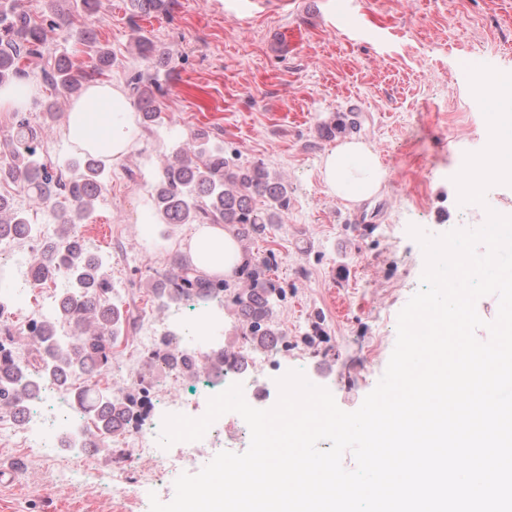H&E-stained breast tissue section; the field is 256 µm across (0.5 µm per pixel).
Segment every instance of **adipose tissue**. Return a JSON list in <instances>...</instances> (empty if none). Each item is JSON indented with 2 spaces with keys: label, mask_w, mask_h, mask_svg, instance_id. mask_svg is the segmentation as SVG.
<instances>
[{
  "label": "adipose tissue",
  "mask_w": 512,
  "mask_h": 512,
  "mask_svg": "<svg viewBox=\"0 0 512 512\" xmlns=\"http://www.w3.org/2000/svg\"><path fill=\"white\" fill-rule=\"evenodd\" d=\"M140 130L120 85L88 84L67 113L64 136L77 150H89L107 160H120L139 140ZM320 178L327 191L341 200L361 202L375 196L384 171L378 155L364 143L350 140L326 153ZM194 265L209 275H230L242 263L234 240L220 227L202 225L190 241Z\"/></svg>",
  "instance_id": "obj_1"
}]
</instances>
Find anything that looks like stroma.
<instances>
[{
    "instance_id": "1",
    "label": "stroma",
    "mask_w": 512,
    "mask_h": 512,
    "mask_svg": "<svg viewBox=\"0 0 512 512\" xmlns=\"http://www.w3.org/2000/svg\"><path fill=\"white\" fill-rule=\"evenodd\" d=\"M346 2L335 9L331 0H266L242 15L225 11L224 0H175L169 13L140 17L127 0H99L98 40L115 56L106 81L124 86L139 70L138 35L170 54L163 124L142 131L138 146L111 164L102 201L75 228L102 257L111 301L126 316L100 388L151 369L135 339L138 323L182 327L195 313L194 302L167 306L151 290L158 275L173 273L176 254H189L195 225L150 228L139 211L159 167L196 129H207L231 162L260 161L287 180L284 224L249 248L282 257L277 275L288 304L280 319L289 335L307 332L321 315L323 360L335 369L327 384L347 412L374 388L349 376L358 342L383 323L396 331L399 312L421 287L425 259L409 226L438 236L483 223L484 209L459 205L453 181L488 133L461 63L483 55L512 73V0ZM45 101L58 107L54 123L44 121ZM70 106L38 84L26 117L41 130V161L75 156L62 135ZM349 112L357 122L352 139L372 148L385 170L378 194L360 203L328 194L319 176L322 156L338 144L320 127ZM339 330L355 345L336 349ZM68 467L81 469L79 483L61 481ZM0 512H150V499L113 496L111 457L61 450L0 479Z\"/></svg>"
}]
</instances>
